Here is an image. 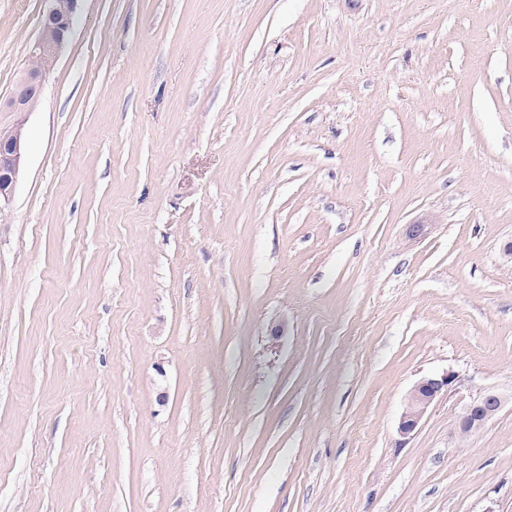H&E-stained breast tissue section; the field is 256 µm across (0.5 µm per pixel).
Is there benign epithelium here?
<instances>
[{
    "label": "benign epithelium",
    "instance_id": "1",
    "mask_svg": "<svg viewBox=\"0 0 512 512\" xmlns=\"http://www.w3.org/2000/svg\"><path fill=\"white\" fill-rule=\"evenodd\" d=\"M47 8L42 15L39 34L29 45V57L41 64L29 66L17 80L0 112H16L22 118L10 129V135L0 139V201L11 197L24 158L23 116L36 110L41 99L43 84L53 69L70 32L78 0H45ZM459 382V376L448 371L438 377L421 378L411 389L407 403L400 415L397 432L403 439L410 438L417 430L423 416L433 402ZM507 402L496 391L487 390L470 399L458 416L457 431L470 435L494 418Z\"/></svg>",
    "mask_w": 512,
    "mask_h": 512
}]
</instances>
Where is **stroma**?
<instances>
[{
  "label": "stroma",
  "instance_id": "35a3bbf8",
  "mask_svg": "<svg viewBox=\"0 0 512 512\" xmlns=\"http://www.w3.org/2000/svg\"><path fill=\"white\" fill-rule=\"evenodd\" d=\"M25 130L0 512H512V0H79ZM459 382V376L447 371L439 377L421 378L411 389L407 403L400 415L397 432L403 439H409L417 430L423 416L433 402ZM506 402L507 398L503 394L491 390L472 397L458 416V433L470 435L478 431L500 412Z\"/></svg>",
  "mask_w": 512,
  "mask_h": 512
}]
</instances>
